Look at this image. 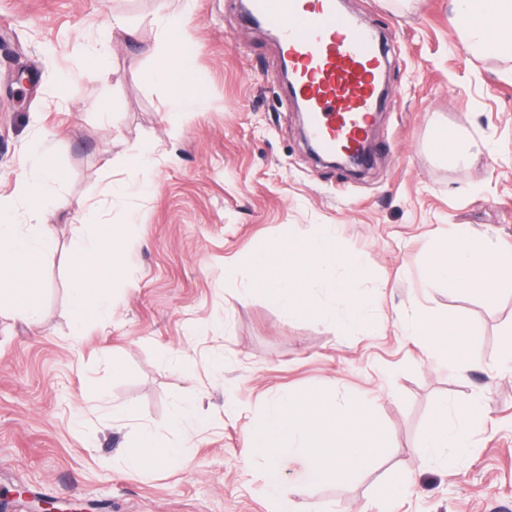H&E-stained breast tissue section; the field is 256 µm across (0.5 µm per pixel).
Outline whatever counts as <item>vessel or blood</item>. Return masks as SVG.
Instances as JSON below:
<instances>
[{"label": "vessel or blood", "instance_id": "obj_1", "mask_svg": "<svg viewBox=\"0 0 512 512\" xmlns=\"http://www.w3.org/2000/svg\"><path fill=\"white\" fill-rule=\"evenodd\" d=\"M251 17L282 34L284 55L324 152H356L378 107L381 69L372 31L355 26L335 0H251Z\"/></svg>", "mask_w": 512, "mask_h": 512}]
</instances>
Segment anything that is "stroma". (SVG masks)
Returning <instances> with one entry per match:
<instances>
[{"label":"stroma","mask_w":512,"mask_h":512,"mask_svg":"<svg viewBox=\"0 0 512 512\" xmlns=\"http://www.w3.org/2000/svg\"><path fill=\"white\" fill-rule=\"evenodd\" d=\"M160 1L0 0V204L29 223L15 188L41 144L70 202L51 219L58 245L41 261L38 318L0 312V493L15 512L32 498L88 512H512V365L497 362L512 287L452 294L425 269L459 226L512 253V59L468 53L453 0H349L384 40L390 92L371 161L352 172L310 154L281 49L238 0H164L187 11L206 93L191 116L170 113L165 88L144 78L160 61ZM116 15L137 38L112 41L102 70L89 56ZM20 70L26 83L11 79ZM441 127L482 140L481 152L449 162L434 144ZM146 142L156 151L135 176L149 191L109 201L107 187L134 176L128 161ZM127 222L112 321L73 335L70 247L86 225ZM328 225L363 261L351 293L364 325L346 331L243 297L245 256ZM424 315L465 322L486 366L451 372L431 360L405 329ZM324 387L360 403L386 441L350 481L274 502L261 466L246 463L247 435L273 396ZM182 404L206 432L173 424ZM464 404L483 408L473 452L448 463L421 443L442 408ZM123 406L136 420L113 421ZM143 426L195 444L194 457L130 473L122 458ZM409 473L411 493L387 498L384 482Z\"/></svg>","instance_id":"1"}]
</instances>
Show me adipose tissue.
Returning a JSON list of instances; mask_svg holds the SVG:
<instances>
[{
  "label": "adipose tissue",
  "instance_id": "ef3b65f1",
  "mask_svg": "<svg viewBox=\"0 0 512 512\" xmlns=\"http://www.w3.org/2000/svg\"><path fill=\"white\" fill-rule=\"evenodd\" d=\"M455 3V14L463 19L458 26L459 36L467 51L478 56H512V0ZM153 22L163 36L165 50L147 78L167 87L169 109L190 115L205 100L195 74L196 46L186 36L182 14L161 9ZM57 181L55 167L47 162L33 176L20 178L18 193L30 204V223H18L13 209L0 206V303H8L15 314L27 320L39 314L30 299L39 282V261L56 246L48 212L69 207L64 197L52 192ZM128 233L125 226L108 233L96 224L74 242L71 261L77 276L71 286V306L75 327H82L91 316L102 322L111 319L112 295L107 282L122 264V245ZM243 264L253 274V292L293 317H335L347 327L365 320L363 307L355 299H348L345 311L340 313L317 301L310 288L316 280L335 293L343 288L336 279L337 270H344L352 281L363 274L358 256L339 246L331 228H324L313 238L278 241L245 257ZM427 271L449 292L489 294L512 283V255L500 256L475 240L468 229L461 228L434 249L427 260ZM411 332L425 339L434 357L466 367L481 362L466 339L468 330L463 324L425 316L412 325ZM475 412V407L461 406L454 417L440 415L426 437V447L448 449L454 457L467 455L472 446L469 425ZM358 414L357 407L337 402L332 390L283 392L272 397L262 425L251 434L253 454L266 469L269 496L277 500L286 494L280 470V462L286 457L307 459L305 483L309 486L331 480L342 483L362 470L372 451L381 447L384 433L368 421L361 436H346V428ZM193 453L190 444H174L159 432L144 428L138 432L124 464L146 476L157 466L179 464Z\"/></svg>",
  "mask_w": 512,
  "mask_h": 512
}]
</instances>
